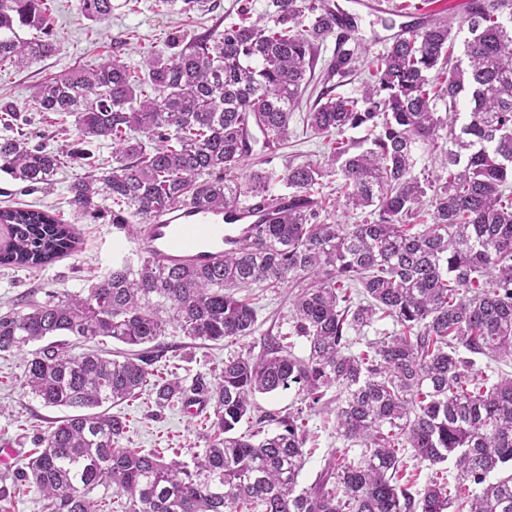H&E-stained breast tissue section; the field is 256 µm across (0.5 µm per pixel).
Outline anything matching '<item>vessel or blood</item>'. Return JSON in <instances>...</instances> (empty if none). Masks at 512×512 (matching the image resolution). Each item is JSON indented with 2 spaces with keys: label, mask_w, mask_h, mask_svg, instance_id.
<instances>
[{
  "label": "vessel or blood",
  "mask_w": 512,
  "mask_h": 512,
  "mask_svg": "<svg viewBox=\"0 0 512 512\" xmlns=\"http://www.w3.org/2000/svg\"><path fill=\"white\" fill-rule=\"evenodd\" d=\"M254 206L237 211L233 223L224 214L203 206H180L149 224L135 241L138 252L163 264L207 265L224 252V240L255 223Z\"/></svg>",
  "instance_id": "b4317fda"
}]
</instances>
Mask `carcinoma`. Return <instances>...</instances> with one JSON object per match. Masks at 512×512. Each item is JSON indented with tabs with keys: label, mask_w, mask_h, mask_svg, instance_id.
Returning a JSON list of instances; mask_svg holds the SVG:
<instances>
[{
	"label": "carcinoma",
	"mask_w": 512,
	"mask_h": 512,
	"mask_svg": "<svg viewBox=\"0 0 512 512\" xmlns=\"http://www.w3.org/2000/svg\"><path fill=\"white\" fill-rule=\"evenodd\" d=\"M512 0H470L463 56L453 26L436 18L398 34L361 60L348 48L352 18L336 27L327 0H267L253 15L144 56L140 74L107 59L40 83L42 112L74 118L78 144L109 140L112 164L92 152L0 136V173L29 187L49 185L64 159L88 167L69 186L74 212L139 235L177 205L232 212L258 203L261 219L224 240L214 264L112 268L85 294H62L0 313V352H22L48 336L108 338L137 353L75 352L62 341L31 352L22 387L49 407L72 411L48 422L41 450L18 478L47 512H100L91 493L111 486L119 512H512ZM112 0H79L91 22ZM32 32L28 38L20 31ZM336 36L322 69L326 84L306 114L330 142L321 161L265 168L288 141L292 110L315 77L319 46ZM58 51L47 0H0V64L24 66ZM367 72L360 96L335 92L333 77ZM448 100L441 112L437 103ZM364 127L367 138H344ZM448 173L433 182L418 150ZM338 175L337 196L323 194ZM281 182L286 194L273 192ZM361 210L359 224L321 213ZM11 229L0 266L43 269L74 253L70 225L45 210L5 208ZM293 283L291 329L263 337L258 356L224 361L212 381L190 388L154 376L147 346L179 332L203 342L255 335L251 294ZM389 318L397 329L352 351L349 330ZM306 354L294 353V339ZM487 360L484 368L476 359ZM153 386L159 408L200 395L214 419L203 459L189 465L120 446L126 419L103 406ZM296 388L315 409L336 393V449L324 476L297 490L305 464L303 409L277 430L236 434L253 396ZM357 446L360 453L350 456ZM435 466L455 459L462 482L430 480L417 494L399 484L407 449Z\"/></svg>",
	"instance_id": "1"
}]
</instances>
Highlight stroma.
<instances>
[{
  "label": "stroma",
  "instance_id": "1",
  "mask_svg": "<svg viewBox=\"0 0 512 512\" xmlns=\"http://www.w3.org/2000/svg\"><path fill=\"white\" fill-rule=\"evenodd\" d=\"M116 7L109 19L94 23L86 20L78 9V0H53L52 30L58 40L54 56L24 67L0 65V104H13L20 113L22 131L33 142L48 148L67 147L60 130L66 122L48 112H40L35 104L39 84L50 75L59 74L75 65H95L112 57L137 69L144 54H170L172 37L190 39L206 32L233 11L236 0H208L206 11L182 12L179 6L165 0H114ZM341 11L355 19L354 38L360 48L375 53L382 50L396 31L408 29L447 12L454 22H462L469 0H388L389 5L406 4V11L395 16L394 27L384 25L386 11L375 9L376 0H332ZM306 104L293 109L290 138L286 148L278 150L270 165L283 169L288 162L301 163L323 159L329 152L326 140L313 135L304 123ZM80 167L65 165L48 186L26 187L9 177L0 176V208L31 205L58 212L70 224L80 241L73 255L60 259L41 270H24L0 266V312L21 306L25 301L45 302L49 296L80 293L92 279L105 275L122 261L138 262L139 254L129 235H115L109 217L96 220L74 215L68 206V187L79 175ZM291 285L276 289L255 288L258 322L261 331L272 333L288 329L291 318ZM155 369L165 376L191 383L197 375L214 379L224 362L235 353L223 343H201L178 333L161 337ZM24 373V357L0 353V442L18 450L14 469L0 471V512H46L39 494L17 486V471L23 468L39 446V436L47 421L66 416L63 408L48 407L33 395L25 393L20 380ZM149 391L137 398L111 405L110 413L127 422L122 447L142 453L164 452L166 458L190 462L202 457L206 443L200 436L202 427L213 414L212 406L186 410L173 403L159 409ZM336 410L325 407L308 416L306 463L299 477L301 488L313 487L331 454L343 442L336 436Z\"/></svg>",
  "mask_w": 512,
  "mask_h": 512
}]
</instances>
